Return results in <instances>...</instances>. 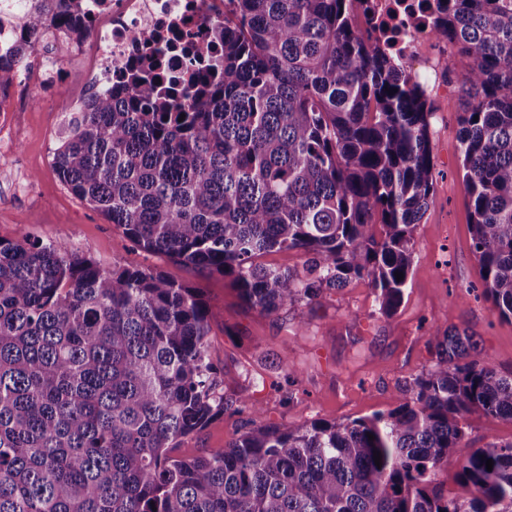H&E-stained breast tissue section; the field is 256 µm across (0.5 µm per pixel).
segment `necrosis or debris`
Segmentation results:
<instances>
[{
  "mask_svg": "<svg viewBox=\"0 0 512 512\" xmlns=\"http://www.w3.org/2000/svg\"><path fill=\"white\" fill-rule=\"evenodd\" d=\"M376 20L394 28L397 53L417 52L429 34L413 20L402 0H375ZM27 0H0V54L12 50L26 26ZM91 23L87 40L73 39L55 19H46L35 41L52 50L26 69L24 83L41 88L59 72L85 62V80L92 92L111 87L125 65L144 54L169 61V75L188 84L194 59L210 51V30L224 21V0H84Z\"/></svg>",
  "mask_w": 512,
  "mask_h": 512,
  "instance_id": "obj_1",
  "label": "necrosis or debris"
}]
</instances>
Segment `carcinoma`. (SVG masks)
Returning a JSON list of instances; mask_svg holds the SVG:
<instances>
[{"label":"carcinoma","mask_w":512,"mask_h":512,"mask_svg":"<svg viewBox=\"0 0 512 512\" xmlns=\"http://www.w3.org/2000/svg\"><path fill=\"white\" fill-rule=\"evenodd\" d=\"M29 2L34 31L57 0ZM63 2L59 19L84 37L81 0ZM419 9L451 56L471 60L473 249L487 297L512 319V0ZM373 29L370 0H225L222 71L175 94L162 62L130 68L71 113L53 168L137 248L230 279L261 313L366 277L389 314L433 192L434 106L393 36ZM34 49L27 38L0 58V91ZM282 249L307 256L304 275L255 262ZM208 333L195 288L107 270L62 235L0 238V512H512V441L457 454L469 415L512 425V371L469 330L433 332L435 366L387 413L257 426L174 459L168 449L224 409ZM454 454L469 500L433 485Z\"/></svg>","instance_id":"carcinoma-1"}]
</instances>
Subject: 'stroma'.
<instances>
[{"label": "stroma", "mask_w": 512, "mask_h": 512, "mask_svg": "<svg viewBox=\"0 0 512 512\" xmlns=\"http://www.w3.org/2000/svg\"><path fill=\"white\" fill-rule=\"evenodd\" d=\"M445 64L429 45L405 60L436 107L430 120L434 189L414 229L403 300L390 315L380 312L365 278L263 314L224 276L137 249L121 228L73 195L52 166L71 108L89 96L81 70L64 74L56 92L20 90L16 111L0 117L1 238L48 242L63 235L71 250L105 268L158 271L200 290L210 313L207 354L216 369L215 394L232 406L181 439L172 457L205 455L259 425L300 428L388 412L403 402L406 384L435 363L431 334L437 328L469 329L498 370L512 371V319L500 318L487 299L471 243L459 122L469 99L470 61L456 58L450 70ZM255 407L260 415H252ZM465 432L470 450L512 440V425L479 413Z\"/></svg>", "instance_id": "stroma-1"}]
</instances>
